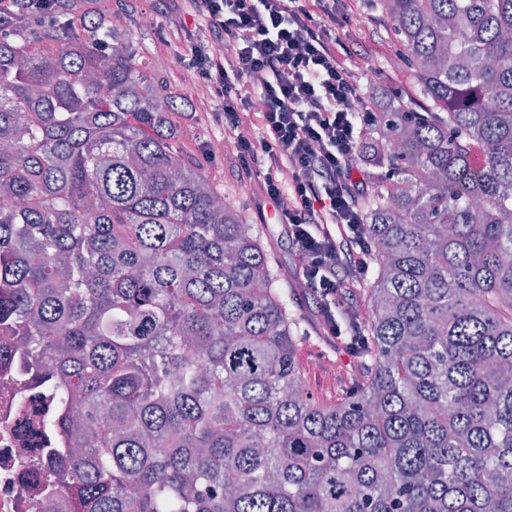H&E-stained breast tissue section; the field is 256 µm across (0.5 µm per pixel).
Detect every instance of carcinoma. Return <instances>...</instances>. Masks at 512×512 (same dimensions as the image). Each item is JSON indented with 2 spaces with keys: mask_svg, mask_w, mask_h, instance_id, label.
Wrapping results in <instances>:
<instances>
[{
  "mask_svg": "<svg viewBox=\"0 0 512 512\" xmlns=\"http://www.w3.org/2000/svg\"><path fill=\"white\" fill-rule=\"evenodd\" d=\"M368 2L415 91L361 134L333 406L257 227L176 149L186 99L86 0L0 3V361L69 512H512V0Z\"/></svg>",
  "mask_w": 512,
  "mask_h": 512,
  "instance_id": "1",
  "label": "carcinoma"
}]
</instances>
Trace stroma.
Here are the masks:
<instances>
[{"instance_id":"stroma-1","label":"stroma","mask_w":512,"mask_h":512,"mask_svg":"<svg viewBox=\"0 0 512 512\" xmlns=\"http://www.w3.org/2000/svg\"><path fill=\"white\" fill-rule=\"evenodd\" d=\"M108 10L124 14L126 32L139 54L156 60L170 57L177 60L186 52L183 42L163 41L170 19L163 14L158 0H99ZM151 17V25H143V17ZM341 38L361 35L365 53L350 61V68L366 97L383 101L392 97L394 88L412 90L414 78L406 61L387 33L384 22L371 8H364L352 26L339 29ZM179 129L176 147L182 157L193 163L227 197L238 201V210L248 223L262 231L267 252L275 262L281 278L288 286L296 314L302 319L312 338L299 352L309 390L315 399L335 400L338 390L347 382L354 358L347 348L335 339H322L315 302L303 286L295 261L284 239L279 237L274 222V209L260 190L259 177L239 176L221 155H210L206 147L212 140L223 138L224 128L201 111L176 113Z\"/></svg>"}]
</instances>
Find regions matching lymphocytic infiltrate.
Listing matches in <instances>:
<instances>
[{"instance_id": "f902f5d3", "label": "lymphocytic infiltrate", "mask_w": 512, "mask_h": 512, "mask_svg": "<svg viewBox=\"0 0 512 512\" xmlns=\"http://www.w3.org/2000/svg\"><path fill=\"white\" fill-rule=\"evenodd\" d=\"M363 0H163L171 33L185 43L179 60L193 77L197 107L215 110L224 146L248 177L262 172L265 197L278 213V233L316 302L325 335L339 336L343 307L367 269L363 193L357 156L361 129L376 121L351 79L357 43L337 26ZM262 109H254L255 99ZM258 123L259 138L241 130Z\"/></svg>"}]
</instances>
